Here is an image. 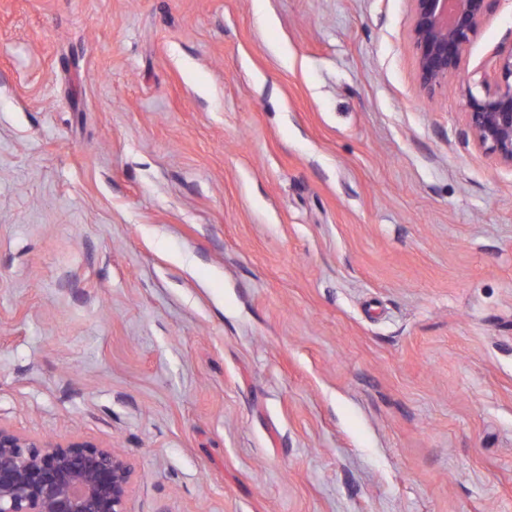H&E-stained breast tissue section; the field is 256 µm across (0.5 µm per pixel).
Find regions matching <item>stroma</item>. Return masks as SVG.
Instances as JSON below:
<instances>
[{
  "mask_svg": "<svg viewBox=\"0 0 512 512\" xmlns=\"http://www.w3.org/2000/svg\"><path fill=\"white\" fill-rule=\"evenodd\" d=\"M0 0V425L128 512H512V0ZM410 32L421 84L434 89L448 81L471 36L497 0H412ZM496 57L495 90L478 96L466 88L465 117L479 146L512 166V45Z\"/></svg>",
  "mask_w": 512,
  "mask_h": 512,
  "instance_id": "obj_1",
  "label": "stroma"
}]
</instances>
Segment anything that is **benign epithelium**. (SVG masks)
Returning a JSON list of instances; mask_svg holds the SVG:
<instances>
[{
  "instance_id": "obj_1",
  "label": "benign epithelium",
  "mask_w": 512,
  "mask_h": 512,
  "mask_svg": "<svg viewBox=\"0 0 512 512\" xmlns=\"http://www.w3.org/2000/svg\"><path fill=\"white\" fill-rule=\"evenodd\" d=\"M410 32L421 84L448 81L496 0H413ZM497 85L465 89L476 142L512 166V47L495 61ZM133 469L118 450L85 441L33 439L0 425V512H127Z\"/></svg>"
}]
</instances>
